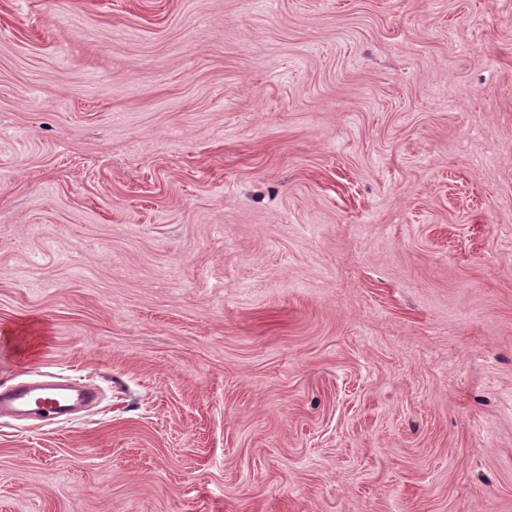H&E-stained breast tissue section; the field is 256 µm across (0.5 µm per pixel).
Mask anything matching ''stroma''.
<instances>
[{
  "label": "stroma",
  "mask_w": 512,
  "mask_h": 512,
  "mask_svg": "<svg viewBox=\"0 0 512 512\" xmlns=\"http://www.w3.org/2000/svg\"><path fill=\"white\" fill-rule=\"evenodd\" d=\"M52 378L0 512H512V0H0Z\"/></svg>",
  "instance_id": "obj_1"
}]
</instances>
